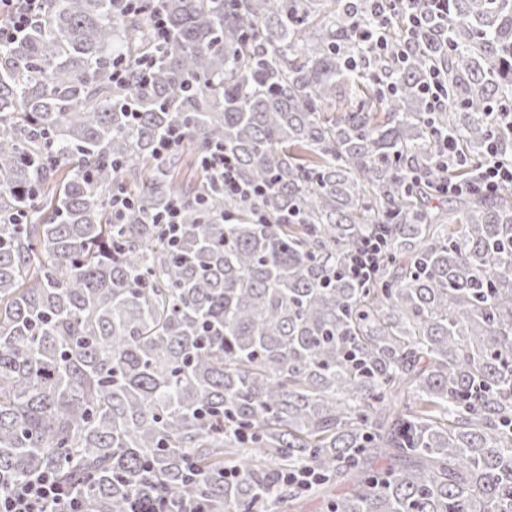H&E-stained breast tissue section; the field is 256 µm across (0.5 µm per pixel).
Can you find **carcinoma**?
<instances>
[{
	"instance_id": "obj_1",
	"label": "carcinoma",
	"mask_w": 512,
	"mask_h": 512,
	"mask_svg": "<svg viewBox=\"0 0 512 512\" xmlns=\"http://www.w3.org/2000/svg\"><path fill=\"white\" fill-rule=\"evenodd\" d=\"M370 17L45 0L0 47V489L50 469L86 512L156 491L207 512H512V190L429 187L442 134L461 178L489 143L512 152L490 116L512 96V0H448L405 63L357 41ZM433 68L446 112L426 111ZM217 145L262 195L224 192ZM300 468L305 492L282 479ZM384 245L379 237L363 243L351 259V273L357 278H369L377 264L378 254Z\"/></svg>"
}]
</instances>
